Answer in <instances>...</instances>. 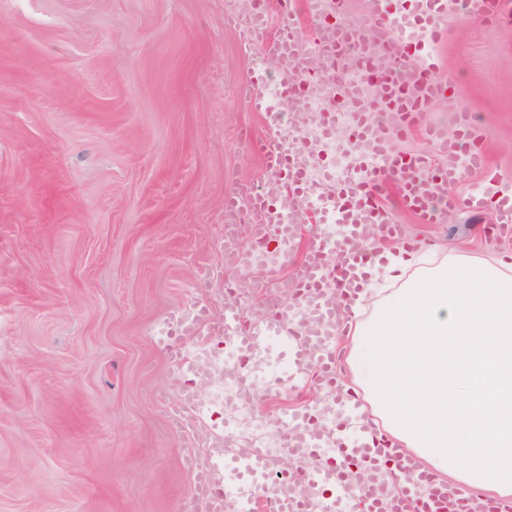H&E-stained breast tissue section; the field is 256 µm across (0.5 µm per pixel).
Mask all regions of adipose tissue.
Returning a JSON list of instances; mask_svg holds the SVG:
<instances>
[{"mask_svg": "<svg viewBox=\"0 0 512 512\" xmlns=\"http://www.w3.org/2000/svg\"><path fill=\"white\" fill-rule=\"evenodd\" d=\"M399 290L352 321L345 387L362 393L382 439L438 483L512 503V253L447 254L429 266L398 246Z\"/></svg>", "mask_w": 512, "mask_h": 512, "instance_id": "1", "label": "adipose tissue"}]
</instances>
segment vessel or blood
<instances>
[{
    "label": "vessel or blood",
    "instance_id": "1",
    "mask_svg": "<svg viewBox=\"0 0 512 512\" xmlns=\"http://www.w3.org/2000/svg\"><path fill=\"white\" fill-rule=\"evenodd\" d=\"M321 12L315 0H276L280 24L276 36L264 39L266 10H259L250 39H264V54L278 64V95L270 97L263 62H256L244 82V100L260 113L269 126H279V100L305 95L304 83L292 70L298 45L310 42L319 51L324 71L351 63L358 73L356 83L343 86L345 108L350 111L346 131L359 143L351 175L337 183L336 193L323 197L309 190L306 171L296 159L301 144L249 141L247 148L262 162L266 184L238 183L224 198V265L243 270V256L236 243L235 225L242 213L253 214L251 233L263 247L273 248L277 266L267 268L259 287H280L281 270L289 268L292 255H299L290 280L293 301L277 306L269 318L239 326L240 305L224 300V345L233 353L239 383L254 385L249 361L268 340L288 348L291 362L277 379L275 390L304 389L319 382L334 389L343 366L336 336L347 326L337 295L355 291L365 276L366 257L357 249L365 225H377L381 240L400 233L389 210L380 202L387 188H395L403 206L422 224L446 221L450 185L458 183L463 170H480L493 196L475 192L460 199L459 207L481 210L494 205V230L512 236V188L487 169L478 147L477 128L468 113L455 112V138L441 127L426 130L442 158L434 166L424 152L402 155L388 144L392 133H405L415 126L421 112L444 98L449 85L440 77V67L431 53L445 36L442 21L456 10V0H366L370 29H339L337 18L345 13L344 0H328ZM403 45L404 56L392 53ZM387 116V123L374 121V113ZM314 223L333 222L332 231L302 234L299 214ZM336 413H310L291 408L281 416L295 466L281 473L287 491L270 494L269 477L278 471L274 460L257 447L208 454L201 467L210 478L196 500L198 512H462L477 501L472 490L448 493L414 459L385 449L376 425L355 397L336 398Z\"/></svg>",
    "mask_w": 512,
    "mask_h": 512
}]
</instances>
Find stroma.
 <instances>
[{
    "label": "stroma",
    "instance_id": "obj_1",
    "mask_svg": "<svg viewBox=\"0 0 512 512\" xmlns=\"http://www.w3.org/2000/svg\"><path fill=\"white\" fill-rule=\"evenodd\" d=\"M439 50L451 107L484 133L488 164L512 182V0L486 23L454 13ZM254 52L225 0H0V512H183V462L212 419L172 426L198 384L155 339L171 313L209 303L220 271L224 194L261 182L253 136L279 140L240 98ZM400 240L481 251L492 209L419 224L383 198ZM256 415L280 434L284 407L317 387L266 394Z\"/></svg>",
    "mask_w": 512,
    "mask_h": 512
}]
</instances>
